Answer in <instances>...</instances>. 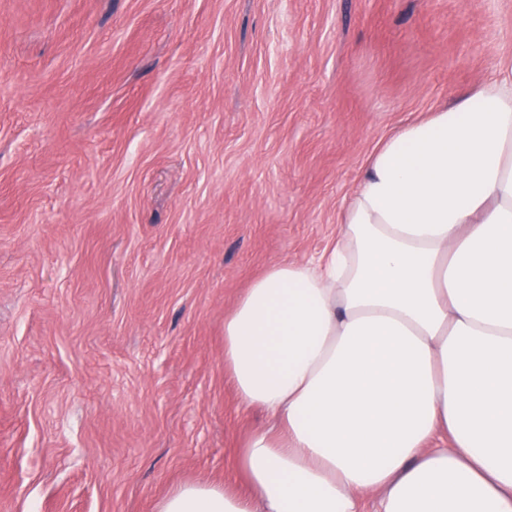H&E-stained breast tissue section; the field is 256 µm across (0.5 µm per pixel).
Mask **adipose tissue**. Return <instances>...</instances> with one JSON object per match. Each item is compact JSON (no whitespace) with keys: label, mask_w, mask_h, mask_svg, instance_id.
Masks as SVG:
<instances>
[{"label":"adipose tissue","mask_w":512,"mask_h":512,"mask_svg":"<svg viewBox=\"0 0 512 512\" xmlns=\"http://www.w3.org/2000/svg\"><path fill=\"white\" fill-rule=\"evenodd\" d=\"M339 222L224 319L236 394L273 421L249 493L188 481L156 512H512V68L380 143Z\"/></svg>","instance_id":"1"}]
</instances>
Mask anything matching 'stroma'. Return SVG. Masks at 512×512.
I'll list each match as a JSON object with an SVG mask.
<instances>
[{
    "mask_svg": "<svg viewBox=\"0 0 512 512\" xmlns=\"http://www.w3.org/2000/svg\"><path fill=\"white\" fill-rule=\"evenodd\" d=\"M510 67L512 0H0V512L245 489L225 316Z\"/></svg>",
    "mask_w": 512,
    "mask_h": 512,
    "instance_id": "obj_1",
    "label": "stroma"
}]
</instances>
